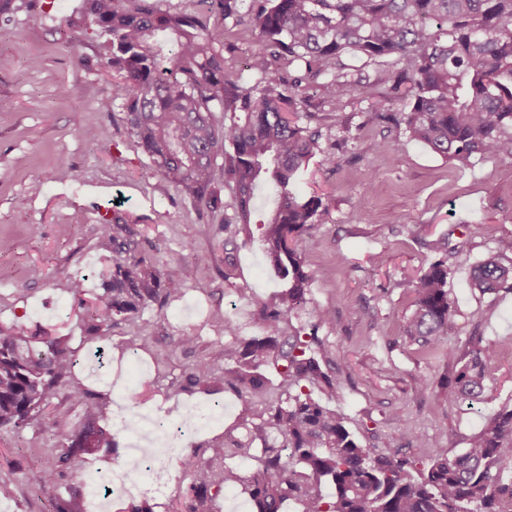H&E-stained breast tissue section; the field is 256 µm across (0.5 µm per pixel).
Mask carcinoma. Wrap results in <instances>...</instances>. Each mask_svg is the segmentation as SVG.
<instances>
[{
    "label": "carcinoma",
    "mask_w": 512,
    "mask_h": 512,
    "mask_svg": "<svg viewBox=\"0 0 512 512\" xmlns=\"http://www.w3.org/2000/svg\"><path fill=\"white\" fill-rule=\"evenodd\" d=\"M193 12L169 13L142 6L124 8L119 0H84V13L102 40L107 64L119 73L112 100L122 101L137 144L150 159L146 178L174 184L213 214L224 211V186L233 194L236 223H252L256 193L268 188L274 204L262 222L266 264L288 282L278 302L257 317L265 335L238 345L250 371L227 382L230 389L260 395L266 390L257 369L282 362L288 395L275 406L242 402L238 420L247 431L243 443L224 437L206 448H190L179 464L188 480L175 512H219L218 503L236 489L248 494L256 512H281L290 500L302 512H505L512 496V410L486 421L468 447L443 454L426 470L412 474L415 462L394 452L362 446L336 408L311 397V389H335L336 380L311 354L317 342L281 324L307 302L310 275L295 239L324 223L333 206L323 195L308 198L296 183L319 153L317 135L288 116L305 101L307 75H326L336 107L360 82L339 63L349 51L381 62L376 82L390 85L403 102L378 116L404 127L409 139L467 165L475 156L512 161V0H253L246 13L240 0H197ZM221 14L259 30L265 49L249 63L251 86L224 72V30L210 27ZM288 57L301 74L288 80L275 61ZM241 112L244 121H226ZM224 157L225 183L215 179ZM112 249V268L86 297L84 278L72 275L69 291L86 311L88 331L102 337L121 323H135L128 349L143 348L153 325L141 319L152 303H163L167 285L183 278L178 266L159 268L137 255L133 231L120 219L100 228ZM512 237L472 267L470 287L482 294L512 290ZM414 306L404 335L438 348L446 335L451 305L448 267L435 258L412 283ZM448 400L477 398L498 358L490 343H474ZM222 345L212 347L188 374L193 385H209L228 359ZM76 351L62 338L36 341L15 325L0 323V429L20 430L37 423L61 452L32 474L41 498L54 512H81L79 459L114 448L112 435L93 420L78 428L61 415H44L62 394L75 401L91 393L75 374ZM281 444H270L273 433ZM261 455H250L253 444ZM252 457L246 470L226 459ZM69 478L75 497L59 496ZM329 480L334 494L320 491Z\"/></svg>",
    "instance_id": "cac0c4a2"
}]
</instances>
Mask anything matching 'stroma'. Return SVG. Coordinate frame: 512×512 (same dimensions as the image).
Returning a JSON list of instances; mask_svg holds the SVG:
<instances>
[{"label": "stroma", "instance_id": "stroma-1", "mask_svg": "<svg viewBox=\"0 0 512 512\" xmlns=\"http://www.w3.org/2000/svg\"><path fill=\"white\" fill-rule=\"evenodd\" d=\"M210 22L226 30L225 70L245 72L264 40L223 16ZM113 77L83 0H11L0 11V322L29 336L67 337L77 348L76 373L92 396L81 402L62 396L52 409L70 426L93 417L110 429L116 452L104 449L82 462L102 472L130 451L128 433L112 424L123 410L173 419L218 400V419L184 447L203 448L226 434L244 437L238 393L208 394L187 385L186 375L211 345L233 352L236 340L262 335L254 313L274 304L285 287L265 263L259 232L221 228L234 216L232 204L216 217L173 184L145 178L150 160L112 98ZM308 83L300 123L316 131L321 150L336 162L311 164L297 189L330 195L333 208L324 224L297 239L312 280L289 330L317 337L323 368L336 377L335 392L317 389L314 399L339 409L361 444L425 466L440 449L459 453L487 419L512 409V291L483 295L469 286L472 267L512 235V162L476 157L460 167L408 140L377 118L400 107L389 85L338 103L323 77ZM84 127L94 130L93 140L81 136ZM64 167L77 168L80 179L57 180ZM116 216L134 229L142 254L186 273L166 303L143 311L154 334L135 352L127 348L131 325L110 328L102 340L91 337L68 290L76 273L86 275L87 287L98 286L110 259L99 226ZM441 239L448 242L451 314L441 347L431 349L406 338L402 327L414 310L411 282ZM321 308L331 310V322H317ZM216 310L235 325L236 336L212 319ZM183 334L194 336L195 345L173 348L172 338ZM479 340L498 350L486 389L476 400L449 401L448 383ZM99 349L112 371L108 384L87 365ZM422 376L432 383L425 393L416 389ZM133 390L141 392L139 402L130 401ZM396 412L402 421L393 420ZM407 426L427 435L430 447L404 439ZM53 445L33 425L0 431V476L13 488L11 497H0V512H53L27 480Z\"/></svg>", "mask_w": 512, "mask_h": 512}]
</instances>
